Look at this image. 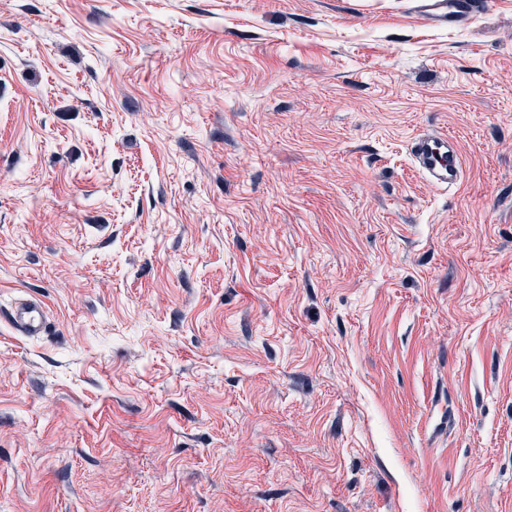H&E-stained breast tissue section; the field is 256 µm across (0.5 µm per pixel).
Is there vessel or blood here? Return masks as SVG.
Wrapping results in <instances>:
<instances>
[{"instance_id":"obj_1","label":"vessel or blood","mask_w":512,"mask_h":512,"mask_svg":"<svg viewBox=\"0 0 512 512\" xmlns=\"http://www.w3.org/2000/svg\"><path fill=\"white\" fill-rule=\"evenodd\" d=\"M486 5L487 0H415L414 11L428 23L453 30L466 24ZM410 154L431 186L452 188L460 183L463 159L459 143L452 135H418L410 143ZM9 320L21 335L46 333L47 312L41 300H16Z\"/></svg>"}]
</instances>
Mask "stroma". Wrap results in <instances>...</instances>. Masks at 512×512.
<instances>
[{
    "label": "stroma",
    "instance_id": "stroma-1",
    "mask_svg": "<svg viewBox=\"0 0 512 512\" xmlns=\"http://www.w3.org/2000/svg\"><path fill=\"white\" fill-rule=\"evenodd\" d=\"M412 6L0 0V512H512V0ZM414 12L423 20L448 30L457 29L483 10L487 0H415ZM410 154L432 187L450 189L462 180V154L452 135H418L410 143ZM13 328L23 336H43L47 328V312L39 299L21 298L9 312Z\"/></svg>",
    "mask_w": 512,
    "mask_h": 512
}]
</instances>
